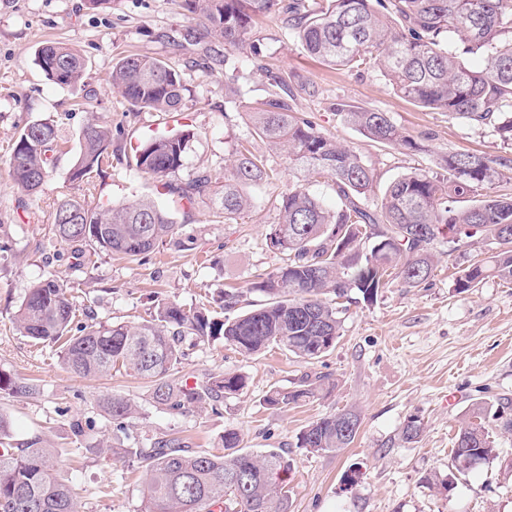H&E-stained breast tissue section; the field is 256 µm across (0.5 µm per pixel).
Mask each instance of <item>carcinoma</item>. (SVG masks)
I'll list each match as a JSON object with an SVG mask.
<instances>
[{
	"label": "carcinoma",
	"mask_w": 512,
	"mask_h": 512,
	"mask_svg": "<svg viewBox=\"0 0 512 512\" xmlns=\"http://www.w3.org/2000/svg\"><path fill=\"white\" fill-rule=\"evenodd\" d=\"M184 8L204 21L206 34L224 39L225 103L245 109L254 132L288 153L289 164L303 182L288 189L279 203L280 221L269 234V246L284 255L282 264L253 281L249 290L265 302L237 311L241 294L224 292L220 311L186 309L161 301L151 319L112 325H79L76 304L67 287L43 279L27 289L14 315L18 331L60 348L66 369L94 377L122 368L151 383L153 403L179 411L242 390V375L214 378L189 387L176 378L183 356L179 341L224 338L238 352L251 355L271 345L303 362L317 359L336 344L341 314L353 303L352 293L371 303L389 279L418 288L432 272L439 238L466 237L490 247L491 254L458 271L454 288L470 292L492 277L512 283V193L494 195L506 163L469 152L443 160L440 171L417 168L392 181L380 206L371 208L375 174L361 156L294 112L288 101V76L272 75V90L251 101L237 85L239 67L258 55L251 41L254 19L273 12L286 15L288 29L303 53L332 66L359 73L371 68L394 93L413 103L444 112L451 119L489 129L512 143V0H183ZM479 57L473 70L465 59ZM45 77L71 86L82 77L85 60L72 48L49 41L36 53ZM112 87L131 104L151 112H177L186 87L180 74L156 57L137 54L120 59L110 75ZM344 120L366 138L410 151L420 149L413 136L385 112L337 103ZM57 131L46 120L20 131L10 158L18 188L40 191L55 165L50 155ZM112 147V130L87 124L79 141L70 179L89 182ZM190 134L170 133L143 143L136 168L163 183V188L190 208L204 196L216 206L215 217L228 224L252 203L246 184L266 181L265 160L239 142L224 167V179L202 172L176 186L165 181L184 166ZM328 178L336 207L327 208L310 185ZM469 205L458 206L462 199ZM56 236L84 242L111 254L137 258L154 251L182 226L151 199L92 211L68 198L53 213ZM325 378L303 377L291 389L273 388L264 402L286 410L318 396ZM29 396V383L0 372V394ZM100 407L123 432L139 410L131 400L103 397ZM512 405L478 404L472 420L460 428L453 461L460 472L497 456L482 420L490 416L512 432ZM338 410L307 425L298 445L312 454L339 453L355 440L358 429L341 433ZM423 432L417 418L400 431L411 444ZM235 431L224 433L220 454L191 450L179 437L160 438L149 446H112V453L133 456L143 464V512H292L288 483L290 463L278 451L255 455L241 447ZM0 512H80L56 469L55 452L36 436L23 445L0 449Z\"/></svg>",
	"instance_id": "cac0c4a2"
}]
</instances>
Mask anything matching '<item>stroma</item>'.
Instances as JSON below:
<instances>
[{
	"mask_svg": "<svg viewBox=\"0 0 512 512\" xmlns=\"http://www.w3.org/2000/svg\"><path fill=\"white\" fill-rule=\"evenodd\" d=\"M200 27L182 0H113L107 9L92 8L89 0H0V370L38 387L29 397L0 398L12 443L37 435L55 448L81 512L141 510V465L91 453V446L129 438L144 444L172 434L193 450L218 453L228 430L240 434L247 451L274 448L290 461L293 512H512V434L486 419L497 458L463 474L452 460L458 429L476 403L512 401V284L489 278L476 291L457 293L447 242L438 244V261L425 284L395 283L380 289L374 303L350 305L335 347L312 362L277 348L243 355L220 338L185 346L178 366L183 380L202 383L225 374L247 380L215 409L206 404L179 413L155 405L147 381L130 371L75 375L63 367L57 346L34 343L15 327L27 288L46 278L66 284L97 325L149 318L162 299L188 309L209 306L229 286L244 289L245 303L259 302L247 287L281 263L266 233L279 221L281 195L297 178L286 154L261 140L243 114H225L224 69L213 63L223 55L224 41L197 39ZM253 38L263 64H243L239 85L261 97L271 73L293 72L299 85L294 111L360 153L380 185L415 168H437L456 152L512 160V144L399 97L376 71L352 74L309 58L282 16L260 17ZM49 41L83 56L85 70L75 85L53 84L36 65V51ZM130 54L164 59L180 73L187 88L181 111L140 112L113 90L112 66ZM339 99L388 113L420 151L368 140L336 113ZM94 118L111 128L112 148L92 183L70 181L79 136ZM45 119L54 123L62 150L42 190L29 195L10 175L12 145L26 124ZM173 127L190 132L192 140L171 183H185L200 170L223 176L240 140L266 158L275 176L246 187L254 206L237 223L216 218L206 201L183 208L137 170L133 145L149 132ZM144 195L183 225L180 243L134 260L62 242L53 231L52 212L61 197L97 210ZM306 374L327 377L330 389L288 410L265 405L270 389L294 387ZM107 395L138 404L140 415L128 435L113 436L97 405ZM341 409L361 416L349 448L311 454L298 447L310 422ZM412 417L423 433L416 443H401L400 431ZM76 418L94 419L91 436H73ZM447 478L456 484L450 493L439 486Z\"/></svg>",
	"mask_w": 512,
	"mask_h": 512,
	"instance_id": "stroma-1",
	"label": "stroma"
}]
</instances>
